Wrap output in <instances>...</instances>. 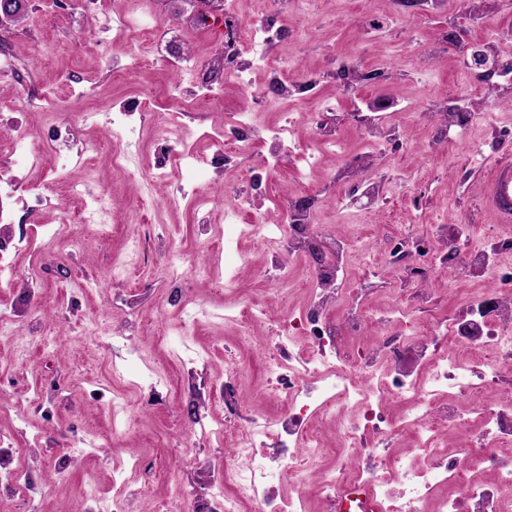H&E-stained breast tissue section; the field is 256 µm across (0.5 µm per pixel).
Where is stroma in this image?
<instances>
[{"label": "stroma", "instance_id": "35a3bbf8", "mask_svg": "<svg viewBox=\"0 0 512 512\" xmlns=\"http://www.w3.org/2000/svg\"><path fill=\"white\" fill-rule=\"evenodd\" d=\"M136 9L153 16L151 30L121 26L122 13ZM223 10L222 0H33L26 20L7 39L24 75L17 83L0 77V179L15 182V193L0 198L9 216L6 240L15 265L29 269L27 282L0 285V315L14 333L0 337V432L24 443L20 458L38 486L31 495L0 497V512H74L89 496L111 499L112 481L125 480L144 489L136 512H171L181 489L205 498L201 478L211 460L224 457L228 441L195 443V421L212 414L224 380V363L245 361L251 372L243 385L245 411L284 409V397L272 395L265 374L267 352L255 328L234 321L233 313L254 299L274 315L299 311L311 288L305 264L292 267L294 293L277 294L264 277L267 254L260 242L241 239L251 254L247 267L234 266L224 250V185L242 183L259 167L264 150L255 147L239 168L225 169L203 140L215 112L249 111L278 120L288 113L299 125V141L289 169L272 179V193L306 189L314 199L315 222L331 232L365 225L369 232L390 233L407 225L434 229L439 224H471L490 229L498 239H512V224H497L478 206L484 170L512 144V81H499L478 97L485 118L464 134L446 132L438 116L459 106L473 87L474 70L467 49L484 39L507 35L502 51L512 50V0H484L471 12L468 0H444L441 11L428 13L417 0H288L284 30L272 49L285 64L292 94L281 99L270 91L279 74L257 71L249 86L227 80L214 101H193L184 90L192 74L177 59L191 54L197 67L215 65L221 45L217 25H201L198 12ZM456 40H449V33ZM367 73L354 82L348 66ZM149 102L155 117L136 127L123 148V166H112V112L126 103ZM387 102L385 117L396 128L398 150L381 148L367 136L362 118L368 106ZM334 114L338 139L335 156L321 154L315 123ZM177 115L189 132L188 143L212 156L206 171H188L175 160L166 163L170 178L144 179L156 167L154 143ZM26 121L32 133H48L64 124L72 135L45 151V165L26 170L4 162L13 142L11 119ZM443 141L433 152L434 141ZM89 142L67 179L76 193L56 187L59 155L75 154ZM375 161L369 183L373 199L352 204L341 195L359 157ZM307 167L304 184H296L293 167ZM194 185L210 198L195 205L181 185ZM41 186L48 198L38 215L26 208L28 191ZM110 190L113 205L99 210L96 199ZM94 211L93 223L76 255L66 253L70 227L61 213ZM170 247L210 269L209 278L183 285L172 282L158 249ZM124 271L112 277L113 267ZM236 276L239 288L224 281ZM476 279H438L435 303L419 312L422 320H443L464 298L484 289ZM95 334H88V327ZM197 352L195 365L183 366V346ZM143 356L160 372L164 387L139 385V374H121L116 365ZM126 393L142 421L131 436H113L107 399ZM103 401H96V394ZM41 430L40 446L27 445L30 432ZM81 449L71 459L70 449ZM146 461L145 469L133 458Z\"/></svg>", "mask_w": 512, "mask_h": 512}]
</instances>
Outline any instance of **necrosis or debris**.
Here are the masks:
<instances>
[{"instance_id":"obj_1","label":"necrosis or debris","mask_w":512,"mask_h":512,"mask_svg":"<svg viewBox=\"0 0 512 512\" xmlns=\"http://www.w3.org/2000/svg\"><path fill=\"white\" fill-rule=\"evenodd\" d=\"M277 3L261 0L250 18L225 8V77L243 85L251 70L272 65L268 51L284 19ZM214 129L225 168L264 147L249 176L259 190L294 154L298 136L291 121L268 122L253 112L215 120ZM276 206L271 221L241 196L224 222L228 240L248 236L272 252L280 284L297 261L314 284L299 314L281 318L269 333L277 355L266 371L288 405L241 419L248 366L225 363L224 413L198 421L192 433L208 442L231 439L232 448L211 465L210 498L198 512H310L314 503L320 512H512V397L503 394L512 383V267L497 261L512 242L482 239L467 224L378 238L370 262L388 265L416 292L377 312L353 286L350 238L312 225L306 196L290 194ZM445 271L489 287L450 321L416 320L434 301L428 284ZM375 323L404 331L375 337L353 355L341 348L342 339L361 337ZM396 403L408 408L399 421ZM452 432L465 434V442L456 453H439ZM334 446L347 450L349 463L320 468ZM472 458L488 479L466 478Z\"/></svg>"}]
</instances>
